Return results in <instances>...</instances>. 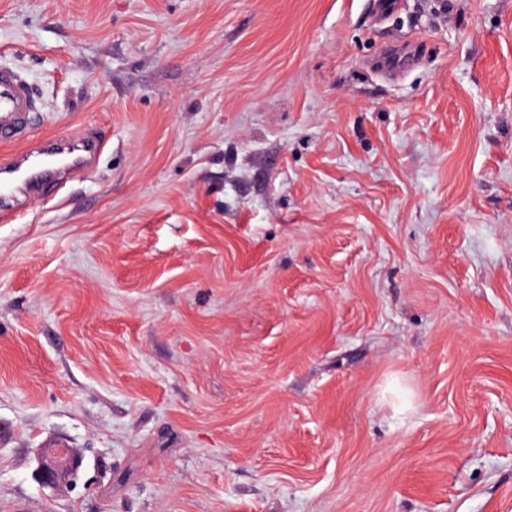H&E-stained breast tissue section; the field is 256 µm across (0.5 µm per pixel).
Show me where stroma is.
Wrapping results in <instances>:
<instances>
[{
    "label": "stroma",
    "instance_id": "stroma-1",
    "mask_svg": "<svg viewBox=\"0 0 512 512\" xmlns=\"http://www.w3.org/2000/svg\"><path fill=\"white\" fill-rule=\"evenodd\" d=\"M0 64L108 144L0 222V512H512V0H0ZM35 479L52 491L72 486L81 470L83 455L63 442L53 448H39L36 453Z\"/></svg>",
    "mask_w": 512,
    "mask_h": 512
}]
</instances>
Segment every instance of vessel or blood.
<instances>
[{"instance_id": "obj_1", "label": "vessel or blood", "mask_w": 512, "mask_h": 512, "mask_svg": "<svg viewBox=\"0 0 512 512\" xmlns=\"http://www.w3.org/2000/svg\"><path fill=\"white\" fill-rule=\"evenodd\" d=\"M38 110V98L27 79L13 68L0 66V146L25 137ZM102 149L101 143L83 135L73 144L43 142L18 156L4 152L0 155V204L18 192L36 194L50 174L65 177L87 172L92 157Z\"/></svg>"}]
</instances>
